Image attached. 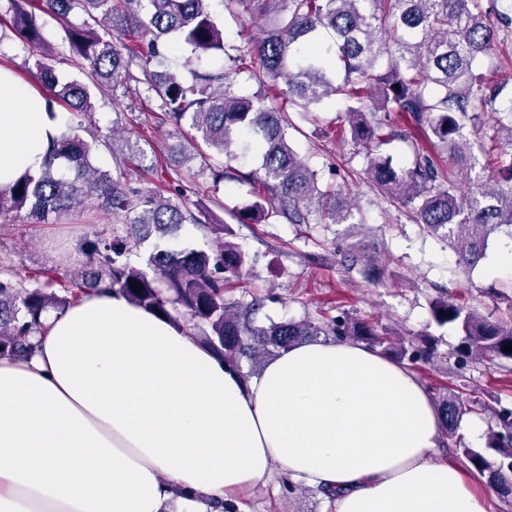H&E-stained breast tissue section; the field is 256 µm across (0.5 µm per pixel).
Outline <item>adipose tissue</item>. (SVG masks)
Here are the masks:
<instances>
[{
	"label": "adipose tissue",
	"instance_id": "ef3b65f1",
	"mask_svg": "<svg viewBox=\"0 0 512 512\" xmlns=\"http://www.w3.org/2000/svg\"><path fill=\"white\" fill-rule=\"evenodd\" d=\"M59 125L0 67V186L41 167ZM43 322L29 359L0 358V512H203L280 475L336 490L334 512H492L433 461L425 386L364 344L307 340L245 379L115 290Z\"/></svg>",
	"mask_w": 512,
	"mask_h": 512
}]
</instances>
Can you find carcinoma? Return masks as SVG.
Segmentation results:
<instances>
[{
	"mask_svg": "<svg viewBox=\"0 0 512 512\" xmlns=\"http://www.w3.org/2000/svg\"><path fill=\"white\" fill-rule=\"evenodd\" d=\"M147 19L140 17L142 0H3L0 19L9 20L23 42L36 51L33 67L48 111L63 108L72 118L54 137L42 167L12 185L0 187V214L26 209L42 224L51 216L81 213L95 206L105 215L122 218L86 241L80 275L60 277L53 270L34 276L28 288L0 270V356L25 359L28 337L43 328L49 309L61 310L89 292L118 290L134 305L163 313L177 328L190 331L224 363L247 379L260 371L264 358L277 356L294 344L317 336L353 340L372 348L387 338L368 322L342 314L328 323L293 318L258 325L259 303L226 298L232 279L243 276L254 259L233 241V231L215 210L224 209L216 188L226 180L252 186L253 198L234 219L240 224L284 221L297 226L327 219L348 224L353 203L318 185L317 172L288 141L284 108L311 112L339 96L346 103L352 144L366 152L373 187L378 194L407 208L420 229L448 241L456 265L474 269L487 256L493 239L512 240V154H494L512 147V100L496 107L500 87L482 72V61L493 50L499 33L512 34V3L504 0H224V11L235 17L244 10L260 17L261 36L241 45H224V31L214 20L209 0H148ZM85 16L82 25L70 15ZM63 23L69 57L86 73L87 85L63 81L54 62L59 51L42 33L40 15ZM333 42L316 46L320 31ZM152 35L142 48V32ZM190 49L192 82L184 83L166 64L159 42ZM222 53L220 72L200 68L204 58ZM333 56L336 73L327 70ZM259 85L251 96L237 93L238 76ZM130 82L144 86L143 101L155 109L161 124L180 128L188 123L192 148L205 147L213 191L208 202L192 201L196 188L177 168L186 145L170 146L167 194L135 185L124 172L112 175L92 164L100 140L84 139L81 117L92 112L90 88L114 93ZM284 88H279V83ZM483 122L479 148L498 160V171L509 174L505 188L477 180L460 192L458 177L469 179L474 143L464 134L469 124ZM395 140L412 151L404 168L381 148ZM249 150L261 164L244 172L231 165ZM123 162L136 167L144 150L131 139L122 145ZM194 224L214 235L209 249H184L178 240L184 225ZM153 241L146 267L136 262L144 243ZM140 284L135 294L130 282ZM496 317L473 306L437 300L432 316L462 336L463 355L512 364V296ZM401 364L428 358V350L399 344L385 349ZM448 447L457 458L487 476L489 487L512 496V408L496 396L477 398L464 388L436 394ZM480 410L495 421L486 458L468 446L459 433L465 416Z\"/></svg>",
	"mask_w": 512,
	"mask_h": 512,
	"instance_id": "carcinoma-1",
	"label": "carcinoma"
}]
</instances>
